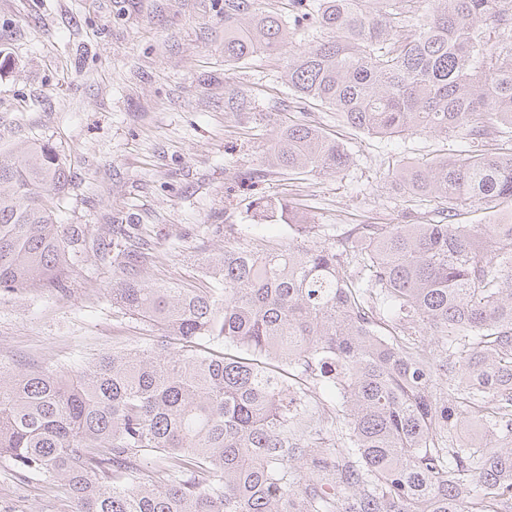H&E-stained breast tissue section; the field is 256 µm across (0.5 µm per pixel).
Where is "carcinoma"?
I'll return each instance as SVG.
<instances>
[{"mask_svg":"<svg viewBox=\"0 0 512 512\" xmlns=\"http://www.w3.org/2000/svg\"><path fill=\"white\" fill-rule=\"evenodd\" d=\"M324 40L288 55V88L363 133L512 129L508 0H288ZM291 28L224 0V62L279 55ZM353 157L309 124L268 164L341 174ZM446 217L512 201V148L408 162L392 175ZM63 155L0 152V291L54 287L112 242L60 224ZM298 237L316 225L294 208ZM203 258L224 288L154 283L121 250L112 304L161 330L67 378L0 360V458L63 512H512V223L358 224L333 242L259 251L233 224ZM337 391L310 407L306 381Z\"/></svg>","mask_w":512,"mask_h":512,"instance_id":"obj_1","label":"carcinoma"}]
</instances>
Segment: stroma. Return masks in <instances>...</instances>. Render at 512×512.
Listing matches in <instances>:
<instances>
[{"label": "stroma", "instance_id": "1", "mask_svg": "<svg viewBox=\"0 0 512 512\" xmlns=\"http://www.w3.org/2000/svg\"><path fill=\"white\" fill-rule=\"evenodd\" d=\"M283 56L224 62V0H0V149L38 140L67 159L62 223L91 237L147 241L143 275L206 285L200 251L241 224L254 246L287 244L286 221L248 205L301 208L325 240L356 224H415L430 198L395 190L401 164L475 149L436 133L388 139L349 127L333 110L294 96ZM319 127L353 156L343 174L292 175L267 164L280 130ZM117 269L75 254L67 291H0V356L67 372L112 347L147 346L149 322L112 305ZM65 494L0 459V512H57Z\"/></svg>", "mask_w": 512, "mask_h": 512}]
</instances>
